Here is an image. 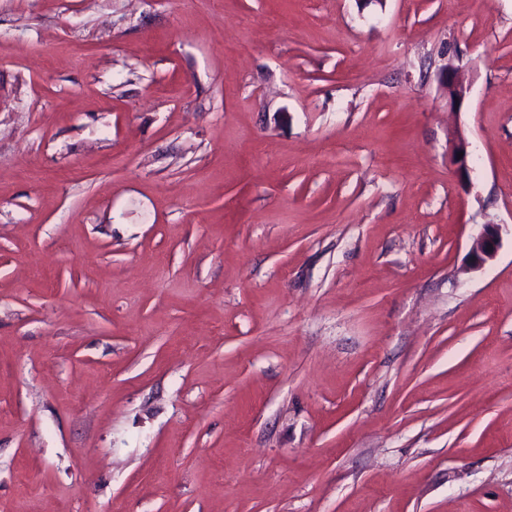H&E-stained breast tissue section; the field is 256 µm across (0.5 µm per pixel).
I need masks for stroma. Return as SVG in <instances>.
<instances>
[{"label":"stroma","instance_id":"35a3bbf8","mask_svg":"<svg viewBox=\"0 0 512 512\" xmlns=\"http://www.w3.org/2000/svg\"><path fill=\"white\" fill-rule=\"evenodd\" d=\"M0 512H512V0H0ZM445 82L448 88V105L450 108L457 109L470 93V84L461 72L451 65L445 72ZM451 92H454V95ZM498 242V231L494 225H483L482 230L474 239L470 266L472 268H479L491 260L497 251Z\"/></svg>","mask_w":512,"mask_h":512}]
</instances>
